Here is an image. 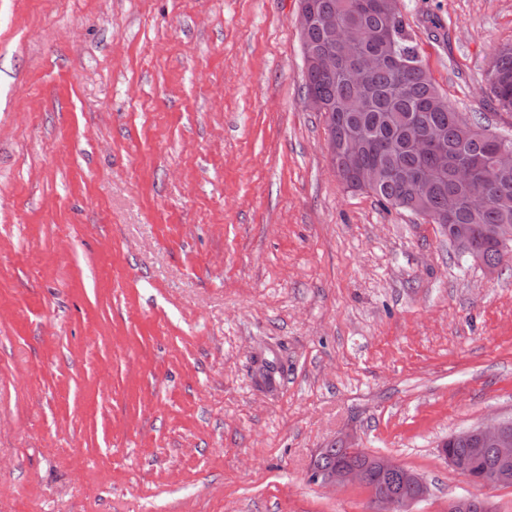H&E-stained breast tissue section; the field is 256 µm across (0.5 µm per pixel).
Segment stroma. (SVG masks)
Segmentation results:
<instances>
[{"label": "stroma", "mask_w": 512, "mask_h": 512, "mask_svg": "<svg viewBox=\"0 0 512 512\" xmlns=\"http://www.w3.org/2000/svg\"><path fill=\"white\" fill-rule=\"evenodd\" d=\"M449 104L512 138L488 73L512 0H400ZM300 0H0V512H370L323 448L475 486L448 436L512 420V255L334 169Z\"/></svg>", "instance_id": "1"}]
</instances>
